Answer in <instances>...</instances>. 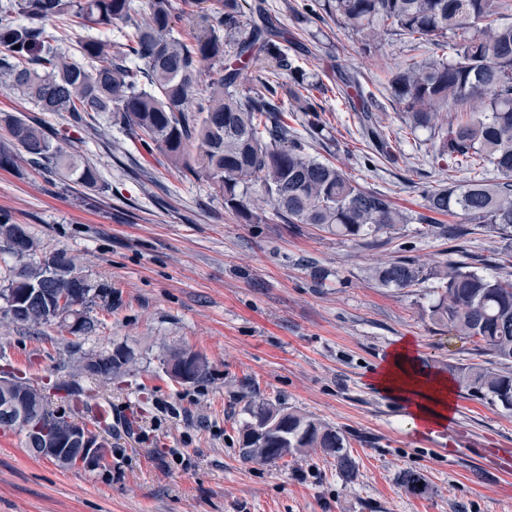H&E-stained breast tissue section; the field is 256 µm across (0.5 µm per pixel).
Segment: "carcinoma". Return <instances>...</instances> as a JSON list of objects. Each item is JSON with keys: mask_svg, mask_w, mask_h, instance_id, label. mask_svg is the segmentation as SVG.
I'll return each mask as SVG.
<instances>
[{"mask_svg": "<svg viewBox=\"0 0 512 512\" xmlns=\"http://www.w3.org/2000/svg\"><path fill=\"white\" fill-rule=\"evenodd\" d=\"M202 9L206 34L187 43L175 33L172 0H143L145 18L132 16L134 0H0V84L17 90L41 112H66L76 124L97 112L127 128L143 146L162 152L196 179L208 181L224 198V209L246 224H257L258 204L272 207L282 224H312L357 241L389 234L400 224H421L431 234L438 216L461 219L448 239L486 227L512 242V0H303L300 18L324 16L351 27L361 51L371 56L386 34L400 37L415 54L391 68L387 86L411 131L440 137L432 165L455 172L490 168L497 180L466 179L418 187L425 212L409 214L392 197L362 187L344 169L308 152L304 138L288 128L286 111L304 115L309 131L323 134L312 91L317 84L288 56L280 22L260 0H192ZM126 26L122 40L89 38L65 46L67 36L48 31L51 22L87 28ZM260 85L248 87L256 68ZM286 74L291 83L281 81ZM353 111L360 113L362 136L374 159H395L385 126L373 114L356 72L339 74ZM7 143L0 145V168L24 162L62 175L90 190L99 188L97 171L67 149L69 139L23 116L5 115ZM3 250L23 260L0 279L10 288H46L52 295L84 296L94 285L76 272L64 250L32 258L33 240L24 225L0 215ZM437 280L438 300L429 320L475 343L496 363L448 366L467 395L512 411V280L480 273L450 260L426 271L398 256L377 271L386 288H413ZM90 376L110 381L132 363L123 347L96 354ZM241 437L257 421L288 416V428L265 440L240 444L243 460L268 464L292 452L322 455L350 481L356 463L348 438L315 418L284 406L252 401ZM402 486L423 496L424 474L404 471Z\"/></svg>", "mask_w": 512, "mask_h": 512, "instance_id": "obj_1", "label": "carcinoma"}]
</instances>
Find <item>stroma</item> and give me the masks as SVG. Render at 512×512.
Instances as JSON below:
<instances>
[{"instance_id":"35a3bbf8","label":"stroma","mask_w":512,"mask_h":512,"mask_svg":"<svg viewBox=\"0 0 512 512\" xmlns=\"http://www.w3.org/2000/svg\"><path fill=\"white\" fill-rule=\"evenodd\" d=\"M297 2L265 0L288 33L296 65L323 84L315 97L331 137L309 134L298 112L289 127L306 135L314 157L390 194L402 209L421 211L413 182L436 185L449 172L431 166L428 132L410 131L386 87L387 68L408 55L403 41L387 37L366 57L349 28L296 23ZM343 69L357 71L372 95L396 161L363 164L368 145L344 101ZM1 112L68 136L97 170L101 191L90 198L29 165L0 168V213L28 228L38 253L75 257L80 274L109 296L90 303L89 335L60 324L0 322V372L49 389L54 408L85 423L90 406L109 402L105 437L113 454L104 469L61 468L32 457L22 435L0 428V512H512V486L478 454L512 448V412L455 391L446 426L454 449L443 451L430 427L414 426L406 406L373 384L406 339L432 373L486 358L428 320L434 281L382 288L374 269L400 254L434 269L454 246L478 271L492 273L512 243L482 229L452 245L414 224L351 242L311 225L277 223L268 210L261 223L242 224L207 182L145 150L106 116L89 114L78 128L68 114L38 111L0 85ZM317 267L326 279L313 277ZM118 346L131 351L132 372L106 387L86 377V358ZM178 351L203 357L204 382L182 384L166 374L164 360ZM64 386L75 389V402L64 401ZM251 398L341 429L356 479L343 481L312 453L273 464L243 461L238 429ZM406 470L428 478L427 496L401 486Z\"/></svg>"}]
</instances>
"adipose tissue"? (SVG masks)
Wrapping results in <instances>:
<instances>
[{
  "mask_svg": "<svg viewBox=\"0 0 512 512\" xmlns=\"http://www.w3.org/2000/svg\"><path fill=\"white\" fill-rule=\"evenodd\" d=\"M374 385L400 399L416 420L435 425L447 423L453 385L446 376L422 371L410 342H402L391 351Z\"/></svg>",
  "mask_w": 512,
  "mask_h": 512,
  "instance_id": "1",
  "label": "adipose tissue"
}]
</instances>
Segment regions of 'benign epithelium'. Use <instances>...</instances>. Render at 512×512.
<instances>
[{
	"mask_svg": "<svg viewBox=\"0 0 512 512\" xmlns=\"http://www.w3.org/2000/svg\"><path fill=\"white\" fill-rule=\"evenodd\" d=\"M7 295L12 316L31 314L29 305L38 296L42 302V314L51 320L60 319L56 306L63 305V302H54L53 296L40 288H11L7 290ZM196 364L193 354L185 353L179 359L168 362L166 369L173 378L188 382ZM0 425L23 431L32 451L42 457L52 458L64 465L73 463L85 469H94L104 463L108 443L103 437L69 417L51 429L45 428L40 408L31 402L28 388L11 381L0 383Z\"/></svg>",
	"mask_w": 512,
	"mask_h": 512,
	"instance_id": "obj_1",
	"label": "benign epithelium"
}]
</instances>
